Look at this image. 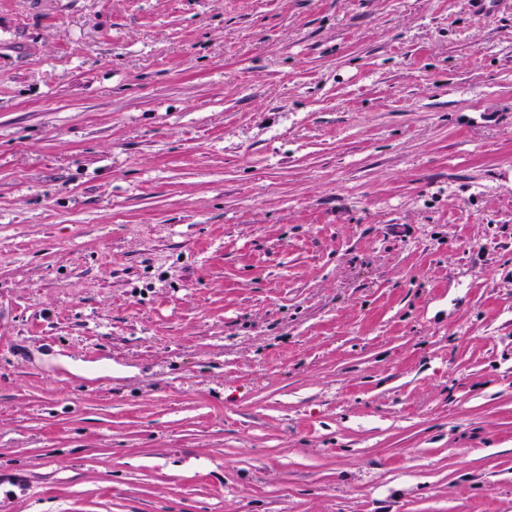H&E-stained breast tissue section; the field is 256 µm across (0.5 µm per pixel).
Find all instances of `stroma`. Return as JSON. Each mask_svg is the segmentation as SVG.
I'll return each instance as SVG.
<instances>
[{"instance_id":"stroma-1","label":"stroma","mask_w":512,"mask_h":512,"mask_svg":"<svg viewBox=\"0 0 512 512\" xmlns=\"http://www.w3.org/2000/svg\"><path fill=\"white\" fill-rule=\"evenodd\" d=\"M0 512H512V0H0Z\"/></svg>"}]
</instances>
